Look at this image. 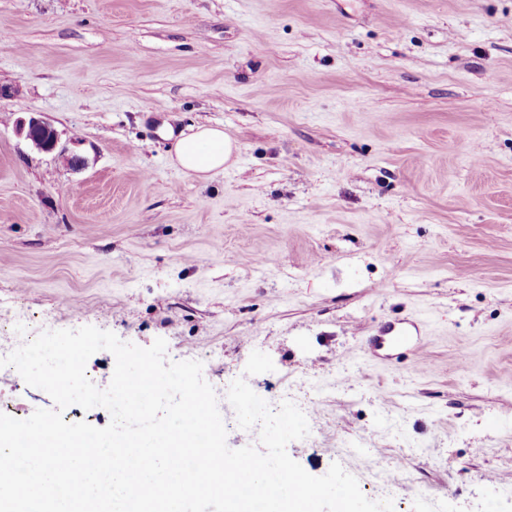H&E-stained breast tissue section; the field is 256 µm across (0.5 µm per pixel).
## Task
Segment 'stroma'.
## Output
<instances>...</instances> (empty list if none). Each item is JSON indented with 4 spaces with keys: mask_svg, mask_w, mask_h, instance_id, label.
I'll list each match as a JSON object with an SVG mask.
<instances>
[{
    "mask_svg": "<svg viewBox=\"0 0 512 512\" xmlns=\"http://www.w3.org/2000/svg\"><path fill=\"white\" fill-rule=\"evenodd\" d=\"M200 125L238 144L205 181ZM0 308L165 339L230 448L225 378L292 382L309 474L512 512V0H0ZM53 406L0 371V412ZM17 128L40 150L45 152L55 150L57 134L48 123L35 118L29 119L28 122L20 119L17 121ZM237 150V143L223 129L200 125L190 134H181L171 158L181 169L208 180L223 170Z\"/></svg>",
    "mask_w": 512,
    "mask_h": 512,
    "instance_id": "stroma-1",
    "label": "stroma"
}]
</instances>
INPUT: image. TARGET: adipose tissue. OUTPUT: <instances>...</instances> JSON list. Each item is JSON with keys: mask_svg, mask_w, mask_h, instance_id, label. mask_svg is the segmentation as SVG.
<instances>
[{"mask_svg": "<svg viewBox=\"0 0 512 512\" xmlns=\"http://www.w3.org/2000/svg\"><path fill=\"white\" fill-rule=\"evenodd\" d=\"M236 142L223 129L201 125L177 139L173 163L201 180L223 170L237 152Z\"/></svg>", "mask_w": 512, "mask_h": 512, "instance_id": "adipose-tissue-1", "label": "adipose tissue"}]
</instances>
